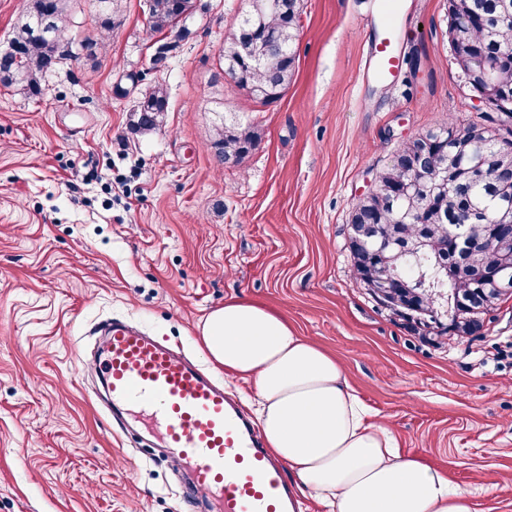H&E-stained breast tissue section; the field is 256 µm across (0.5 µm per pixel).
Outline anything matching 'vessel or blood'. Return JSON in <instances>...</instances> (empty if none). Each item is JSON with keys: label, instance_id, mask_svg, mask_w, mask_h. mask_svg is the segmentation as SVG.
<instances>
[{"label": "vessel or blood", "instance_id": "1", "mask_svg": "<svg viewBox=\"0 0 512 512\" xmlns=\"http://www.w3.org/2000/svg\"><path fill=\"white\" fill-rule=\"evenodd\" d=\"M399 29L391 8L365 42L362 76L386 82L402 70ZM102 375L116 410L158 429L159 447L190 471L181 495L189 508L214 501L215 512H298L282 467L263 448L251 421L195 362L121 323L106 326Z\"/></svg>", "mask_w": 512, "mask_h": 512}]
</instances>
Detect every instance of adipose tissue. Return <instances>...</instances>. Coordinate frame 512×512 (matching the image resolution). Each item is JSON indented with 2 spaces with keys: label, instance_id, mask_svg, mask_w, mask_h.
Segmentation results:
<instances>
[{
  "label": "adipose tissue",
  "instance_id": "ef3b65f1",
  "mask_svg": "<svg viewBox=\"0 0 512 512\" xmlns=\"http://www.w3.org/2000/svg\"><path fill=\"white\" fill-rule=\"evenodd\" d=\"M200 333L225 377L253 381L266 448L327 512H477L471 492L444 471L398 452L340 361L276 310L232 298L205 317Z\"/></svg>",
  "mask_w": 512,
  "mask_h": 512
}]
</instances>
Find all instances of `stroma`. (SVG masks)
<instances>
[{
  "instance_id": "1",
  "label": "stroma",
  "mask_w": 512,
  "mask_h": 512,
  "mask_svg": "<svg viewBox=\"0 0 512 512\" xmlns=\"http://www.w3.org/2000/svg\"><path fill=\"white\" fill-rule=\"evenodd\" d=\"M374 0H303L293 83L275 103L231 89L219 58L247 0H197L193 35L153 68L147 0H70L64 35L100 36L45 77L0 86V512H189L178 463L124 433L96 361L121 319L206 363L199 326L242 298L338 357L396 448L512 512V297L474 336L414 323L356 277L348 213L397 146L489 113L448 43L447 0H395L397 84L362 79ZM164 88L140 133L131 109ZM260 139L239 164L211 147L222 118ZM168 108V95L163 88H157L146 93L138 102L139 113H145L143 122L133 126L140 131H151L157 129L162 121L164 112Z\"/></svg>"
}]
</instances>
